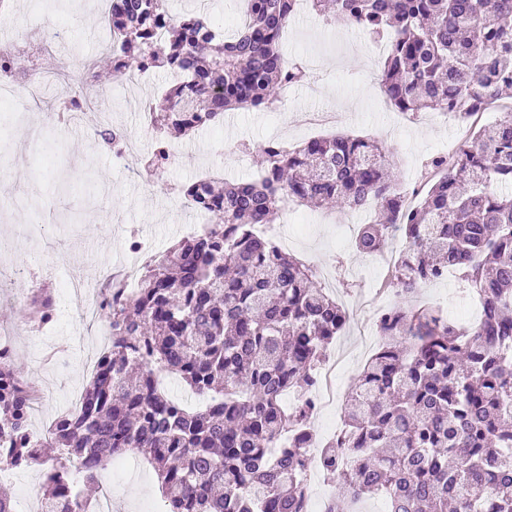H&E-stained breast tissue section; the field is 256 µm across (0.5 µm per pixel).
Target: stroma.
Returning <instances> with one entry per match:
<instances>
[{"label":"stroma","mask_w":512,"mask_h":512,"mask_svg":"<svg viewBox=\"0 0 512 512\" xmlns=\"http://www.w3.org/2000/svg\"><path fill=\"white\" fill-rule=\"evenodd\" d=\"M166 3L175 16L204 9L229 37L234 34L235 21L242 18L231 0ZM107 12V0H93L88 6L83 0H11L10 13L0 16V45L15 40L23 27L32 32L46 23L65 24L72 33L54 50L55 64L74 71L81 63L94 61L103 68L111 61ZM373 45L364 32L326 20L315 11L296 13L283 35L281 51L288 62L314 65L312 82L289 87L287 96L271 107L234 109L224 124L174 138L181 153L179 162L157 172L113 167L111 149L85 138L81 130L82 124L94 121V114L85 115L79 125L47 120L46 103L57 94L56 86H48L40 102L26 104L23 124L0 111V136L16 142L11 155L0 157V238L12 245L5 260L26 270L14 290L23 297L33 288L45 287L58 302L52 333L39 340L32 338L20 305L0 306V322L16 333L14 368L45 395L41 410L32 417L33 426L63 416L68 395L83 391L90 380L78 346L83 328L63 287L66 276L91 283L105 280L126 262L128 241L134 234L151 239L162 252L184 238L185 225L201 223L202 217L185 203L181 191L208 175L211 164L222 166V177L229 181L258 178L262 145L276 139L296 148L321 136V129L297 118L298 113L321 108L339 113L336 132L382 144L393 158L394 175L407 188L422 184L430 159L443 145L463 144L461 127L440 124L432 112L415 116L391 104L375 77L383 58L374 53ZM172 83L171 74L163 70L136 85L123 86L107 78L101 82L104 110L113 123L135 135L142 156L154 152L156 139L151 134L139 135V116L129 102L137 96L160 98ZM24 197L46 218L49 233L43 263L29 254L30 207L21 205ZM373 216L369 209L300 205L295 214L277 221V240L288 253L316 269L319 284L352 316L368 302L382 310L396 302L389 292L388 268L378 266L355 246L359 226L371 222ZM472 298L467 283L455 275L426 286L417 300L441 307L461 322ZM359 330L352 319L329 347L341 359L335 377L338 403L313 418L320 440H327L324 425L343 413L356 377L381 342L379 335L363 336ZM64 345L69 346L70 356L67 365L59 367L51 351ZM102 485L116 489L114 512H161L163 508L160 484L147 462H140L136 476L120 486H113L108 478Z\"/></svg>","instance_id":"35a3bbf8"}]
</instances>
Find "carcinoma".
<instances>
[{"mask_svg": "<svg viewBox=\"0 0 512 512\" xmlns=\"http://www.w3.org/2000/svg\"><path fill=\"white\" fill-rule=\"evenodd\" d=\"M296 0H244L245 23L224 39L200 13L173 18L165 0H110L117 80L149 66L181 76L153 113V164L168 129L224 121L270 107L307 72L280 52ZM386 41L381 86L401 112L462 119L512 89V0H312ZM165 32L153 45L156 29ZM249 183L207 177L183 189L212 227L146 264L135 294L108 304L111 344L80 406L27 447L26 382L0 361V433L6 461L46 467L44 512H84L74 479L100 483L112 459L137 449L164 489V512H304L302 470L310 406L289 411L292 389L315 392V367L346 328V310L313 271L254 231L290 199L327 208L375 206L356 248L382 249L399 225L406 250L394 267L398 296L455 270L477 291L479 322L463 328L441 308L391 307L377 319L386 341L347 396L342 439L321 447L340 493L327 512H357L382 495L387 512H512V112L479 128L447 159L412 208L390 178L389 155L352 135L300 148H261ZM33 316L51 317L38 289ZM179 376L205 408L190 411L160 388Z\"/></svg>", "mask_w": 512, "mask_h": 512, "instance_id": "1", "label": "carcinoma"}]
</instances>
